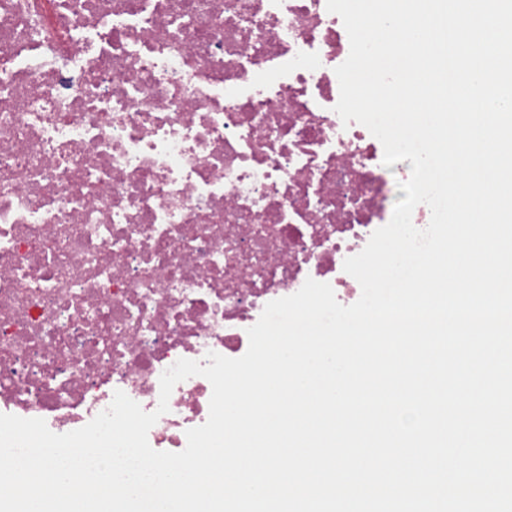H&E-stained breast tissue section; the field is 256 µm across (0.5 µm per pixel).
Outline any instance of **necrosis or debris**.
I'll list each match as a JSON object with an SVG mask.
<instances>
[{"mask_svg": "<svg viewBox=\"0 0 512 512\" xmlns=\"http://www.w3.org/2000/svg\"><path fill=\"white\" fill-rule=\"evenodd\" d=\"M348 55L326 0H0V413L151 412L306 279L359 299L384 179L334 110ZM211 395L178 383L150 446L182 451Z\"/></svg>", "mask_w": 512, "mask_h": 512, "instance_id": "4bbe7bcc", "label": "necrosis or debris"}]
</instances>
